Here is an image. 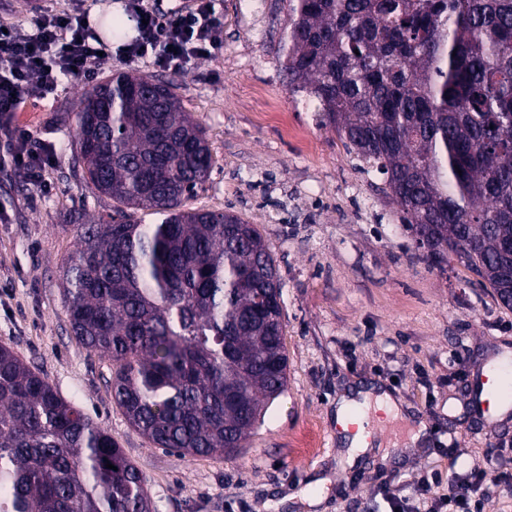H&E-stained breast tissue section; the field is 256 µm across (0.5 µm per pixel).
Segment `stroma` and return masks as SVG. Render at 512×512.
Returning a JSON list of instances; mask_svg holds the SVG:
<instances>
[{"label": "stroma", "instance_id": "35a3bbf8", "mask_svg": "<svg viewBox=\"0 0 512 512\" xmlns=\"http://www.w3.org/2000/svg\"><path fill=\"white\" fill-rule=\"evenodd\" d=\"M224 45L178 74L204 127L211 174L186 208L227 210L256 224L283 283L288 387L234 458H181L154 447L112 397V363L78 342L63 306L62 269L76 247L74 215L112 211L76 160L77 113L93 83L154 74L146 62L99 63L92 81L64 79L54 99L19 113L56 147L40 194L0 160V342L57 393L108 429L145 477L156 512H388L384 490L416 503L432 470L512 473V410L479 415L474 374L512 355V310L478 276L423 260L384 175L359 170L337 133L307 111L283 71L288 0H217ZM287 113L291 135L264 118ZM389 393L404 413L379 418L376 445L350 452L336 421L341 399ZM426 441H405L418 425Z\"/></svg>", "mask_w": 512, "mask_h": 512}]
</instances>
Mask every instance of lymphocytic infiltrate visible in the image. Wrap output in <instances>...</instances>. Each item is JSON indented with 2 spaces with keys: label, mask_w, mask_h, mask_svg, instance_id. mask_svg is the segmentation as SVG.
Segmentation results:
<instances>
[{
  "label": "lymphocytic infiltrate",
  "mask_w": 512,
  "mask_h": 512,
  "mask_svg": "<svg viewBox=\"0 0 512 512\" xmlns=\"http://www.w3.org/2000/svg\"><path fill=\"white\" fill-rule=\"evenodd\" d=\"M127 7L137 35L122 49L126 61L146 59L157 68L185 73L224 42L214 0H196L192 10L168 15L151 0H127ZM105 48L76 0L60 11H40L32 29L0 31V117L12 118L26 105L54 97L62 78L89 79ZM0 154L41 188L46 185L47 170L56 162L54 146L19 125L7 126L0 135ZM504 485L512 486L511 475L478 467L470 482L449 486L438 474L422 476L418 495L429 512H484L492 489Z\"/></svg>",
  "instance_id": "1"
}]
</instances>
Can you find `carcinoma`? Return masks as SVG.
Masks as SVG:
<instances>
[{"mask_svg": "<svg viewBox=\"0 0 512 512\" xmlns=\"http://www.w3.org/2000/svg\"><path fill=\"white\" fill-rule=\"evenodd\" d=\"M286 44L289 89L386 176L425 261L474 271L512 309V0H289ZM77 119L85 181L114 206L77 225L71 330L112 361L115 402L154 447L236 455L288 385L269 245L233 212L183 208L213 160L175 80L120 74ZM144 483L108 430L0 344V512H155Z\"/></svg>", "mask_w": 512, "mask_h": 512, "instance_id": "carcinoma-1", "label": "carcinoma"}]
</instances>
